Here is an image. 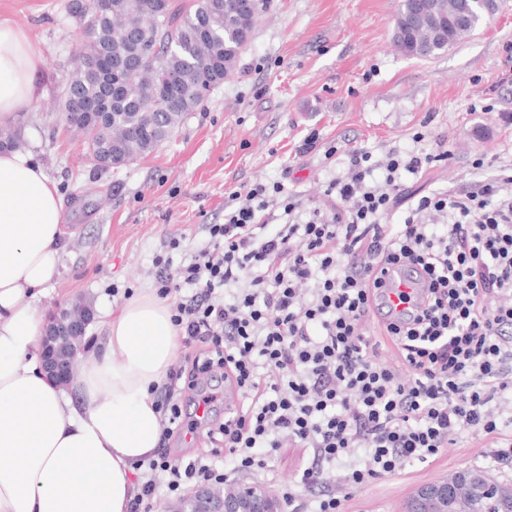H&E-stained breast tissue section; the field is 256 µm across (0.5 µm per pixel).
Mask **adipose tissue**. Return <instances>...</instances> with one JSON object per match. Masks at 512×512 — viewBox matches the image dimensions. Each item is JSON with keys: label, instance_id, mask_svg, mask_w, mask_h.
<instances>
[{"label": "adipose tissue", "instance_id": "obj_1", "mask_svg": "<svg viewBox=\"0 0 512 512\" xmlns=\"http://www.w3.org/2000/svg\"><path fill=\"white\" fill-rule=\"evenodd\" d=\"M42 62L21 28L0 21V124L32 102ZM64 221L39 163L0 149V512H128L135 466L161 443L152 391L180 339L158 298L111 313L97 361L72 386L41 367L34 301L59 274Z\"/></svg>", "mask_w": 512, "mask_h": 512}]
</instances>
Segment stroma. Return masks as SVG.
Wrapping results in <instances>:
<instances>
[{"label": "stroma", "mask_w": 512, "mask_h": 512, "mask_svg": "<svg viewBox=\"0 0 512 512\" xmlns=\"http://www.w3.org/2000/svg\"><path fill=\"white\" fill-rule=\"evenodd\" d=\"M399 4L263 0L234 73L153 153L100 169L58 105L83 37L75 0H0V19L24 29L43 58L36 95L9 128L55 182L65 216L59 275L34 302L39 316L63 302H89L95 320L87 357L95 359L107 312L125 302L123 289L155 293L152 259L169 236L184 238L174 261L190 258L243 184L277 182L303 208L323 203L329 181L345 168L344 155L325 158L333 145L378 156L414 149L416 132L441 135L450 159L404 175L410 194L484 181L512 165V124L501 118L512 113V0H502L469 39L427 60L393 48ZM314 131L316 151L296 155ZM480 157L487 163L478 169ZM464 469L512 485V467L466 439L434 461L351 491L341 512H407L419 486Z\"/></svg>", "instance_id": "stroma-1"}]
</instances>
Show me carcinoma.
I'll return each mask as SVG.
<instances>
[{
  "label": "carcinoma",
  "mask_w": 512,
  "mask_h": 512,
  "mask_svg": "<svg viewBox=\"0 0 512 512\" xmlns=\"http://www.w3.org/2000/svg\"><path fill=\"white\" fill-rule=\"evenodd\" d=\"M81 0L84 38L65 83L61 106L96 163L119 168L168 140L236 69L255 28L259 3L242 0ZM412 0H401L393 44L400 53L434 58L472 36L482 8L465 0H425L406 24ZM475 8L471 29L448 19ZM457 485L462 512H512V487L465 470Z\"/></svg>",
  "instance_id": "cac0c4a2"
}]
</instances>
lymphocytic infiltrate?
I'll use <instances>...</instances> for the list:
<instances>
[{
    "label": "lymphocytic infiltrate",
    "mask_w": 512,
    "mask_h": 512,
    "mask_svg": "<svg viewBox=\"0 0 512 512\" xmlns=\"http://www.w3.org/2000/svg\"><path fill=\"white\" fill-rule=\"evenodd\" d=\"M346 157L326 189L330 206L296 221L282 185H243L223 223L209 225L208 249L172 268L169 253L182 245L172 236L154 257L157 294L187 349L155 391L163 438L183 423V393L215 401L203 375L221 372L248 405L207 432L234 458L233 471L160 452L144 466L129 512H151L160 488L178 496L236 473L275 485L268 463L286 441L311 458L299 490L281 491L288 512H339L341 489L436 459L466 437L496 445L495 463L512 464V437L492 407L512 395V174L411 205L401 173H424L447 151L435 145L376 162L354 147ZM277 200L289 220L271 228L265 212ZM397 208L399 223H381ZM390 264L429 279L426 308L402 324L371 314L373 271ZM341 462L343 476L333 478Z\"/></svg>",
    "instance_id": "f902f5d3"
}]
</instances>
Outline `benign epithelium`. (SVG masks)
<instances>
[{"instance_id":"benign-epithelium-1","label":"benign epithelium","mask_w":512,"mask_h":512,"mask_svg":"<svg viewBox=\"0 0 512 512\" xmlns=\"http://www.w3.org/2000/svg\"><path fill=\"white\" fill-rule=\"evenodd\" d=\"M94 319L93 308L82 301L58 306L49 314L41 343L42 367L62 386L75 378ZM454 497L446 480L422 486L415 493L414 512H448V501ZM183 512H284V505L276 494L257 484L231 486L220 498L211 496L208 487L198 486L187 492Z\"/></svg>"}]
</instances>
